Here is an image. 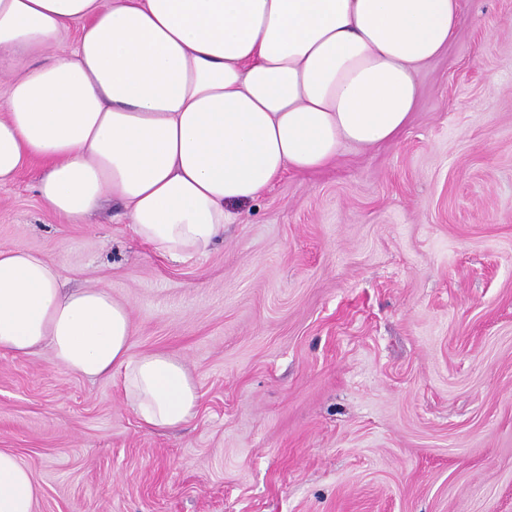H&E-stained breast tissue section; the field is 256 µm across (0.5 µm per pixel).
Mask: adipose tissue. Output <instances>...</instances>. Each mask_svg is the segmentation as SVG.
<instances>
[{"label": "adipose tissue", "mask_w": 512, "mask_h": 512, "mask_svg": "<svg viewBox=\"0 0 512 512\" xmlns=\"http://www.w3.org/2000/svg\"><path fill=\"white\" fill-rule=\"evenodd\" d=\"M459 22V0H0V185L37 162L39 196L69 223L112 199L156 253H206L231 206L282 173L403 130ZM131 338L109 291L64 289L42 255L0 250V352L47 347L84 378L121 373L144 426L188 422L189 371L132 355ZM39 495L0 449V512H35Z\"/></svg>", "instance_id": "ef3b65f1"}]
</instances>
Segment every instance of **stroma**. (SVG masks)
I'll return each instance as SVG.
<instances>
[{"label": "stroma", "mask_w": 512, "mask_h": 512, "mask_svg": "<svg viewBox=\"0 0 512 512\" xmlns=\"http://www.w3.org/2000/svg\"><path fill=\"white\" fill-rule=\"evenodd\" d=\"M460 12L402 133L283 173L205 254L157 255L116 201L68 223L35 166L0 187V248L110 291L199 393L152 430L121 375L1 353L35 512H512V0Z\"/></svg>", "instance_id": "obj_1"}]
</instances>
